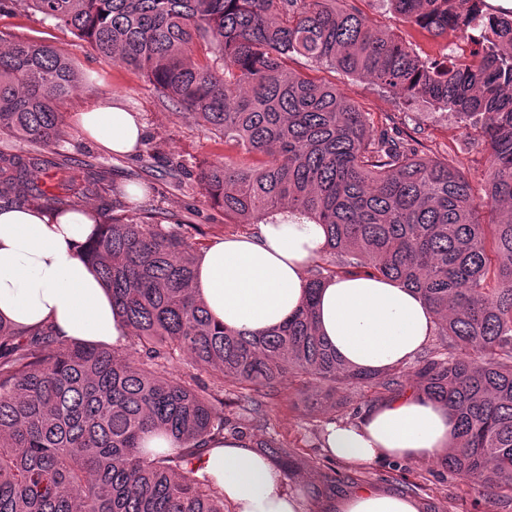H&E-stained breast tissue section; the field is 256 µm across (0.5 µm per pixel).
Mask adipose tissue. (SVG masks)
Returning <instances> with one entry per match:
<instances>
[{"label": "adipose tissue", "mask_w": 512, "mask_h": 512, "mask_svg": "<svg viewBox=\"0 0 512 512\" xmlns=\"http://www.w3.org/2000/svg\"><path fill=\"white\" fill-rule=\"evenodd\" d=\"M89 139L124 156L140 146L137 115L105 100L75 115ZM98 217L89 209L49 215L0 210V319L19 329L52 326L63 340L121 347L131 332L82 249ZM326 243L322 225L280 211L255 234L215 239L197 256L193 293L210 316L241 332L282 324L300 308L309 270ZM319 332L343 363L382 372L412 361L427 345L435 319L423 296L391 279L363 276L328 281L319 291ZM453 418L447 407L410 392L371 406L353 423H329L325 449L334 459L367 471L391 460L442 455ZM200 474L224 490L230 512H310L304 483H289L248 441L228 433L209 441ZM331 512H421L399 492L359 486L336 499Z\"/></svg>", "instance_id": "adipose-tissue-1"}]
</instances>
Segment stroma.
Returning <instances> with one entry per match:
<instances>
[{
  "label": "stroma",
  "mask_w": 512,
  "mask_h": 512,
  "mask_svg": "<svg viewBox=\"0 0 512 512\" xmlns=\"http://www.w3.org/2000/svg\"><path fill=\"white\" fill-rule=\"evenodd\" d=\"M381 29L397 33L420 56L445 54L449 38L436 37L403 23L386 11L381 0H346ZM0 32L14 40H38L68 54L82 77V89L59 105L65 138L58 150L73 163L89 161L107 168L119 188L143 187L144 195L131 210L157 208L181 224L190 241L208 244L217 238L250 235L256 225L240 228L225 223L199 189L205 164L229 160L242 162L239 148L224 143L201 128L188 114L179 112L144 76L100 56L69 29L43 20L41 14L18 9L0 15ZM290 68L308 71L316 79L335 83L363 111L372 113L375 129L397 127L422 141L431 156L448 159L474 187H482L488 167V149L477 131L464 128L445 113L425 103L405 104L372 81L326 68H309L301 57ZM112 97L138 114L146 138L131 157L106 153L88 139L73 120L75 112ZM386 393L371 388L333 389L320 384L283 382L263 399V426H245L243 436L254 443L273 437L287 442L289 462L279 468L289 482L307 483L314 493L312 512L352 487L369 484L394 489L418 499L424 512H512V501L492 496L486 488L449 472L439 460L392 461L370 472L353 470L327 456L320 440L331 421L356 420L364 410L386 400Z\"/></svg>",
  "instance_id": "35a3bbf8"
}]
</instances>
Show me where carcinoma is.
Returning <instances> with one entry per match:
<instances>
[{
  "instance_id": "1",
  "label": "carcinoma",
  "mask_w": 512,
  "mask_h": 512,
  "mask_svg": "<svg viewBox=\"0 0 512 512\" xmlns=\"http://www.w3.org/2000/svg\"><path fill=\"white\" fill-rule=\"evenodd\" d=\"M338 0H0L69 28L136 69L198 125L259 156L211 163L199 186L230 224L280 210L326 230L308 297L282 325L242 333L192 294L193 243L156 210L123 213L103 170L43 155L64 136L58 103L80 88L60 49L0 37V210H79L114 195L112 218L84 247L131 331L125 355L68 343L49 326L0 320V512H224V491L194 464L224 434V386L261 422L259 397L289 377L400 391L405 371L345 366L319 335L316 296L344 276L394 279L432 308L441 352L414 386L451 410L448 470L512 497V13L479 0H384L402 21L467 41L473 63L423 58ZM369 79L481 131L489 173L481 200L448 160L399 130L374 134L335 85L288 59ZM52 175L53 190L38 175ZM187 354L193 373L166 365ZM156 432L173 452L142 447Z\"/></svg>"
}]
</instances>
